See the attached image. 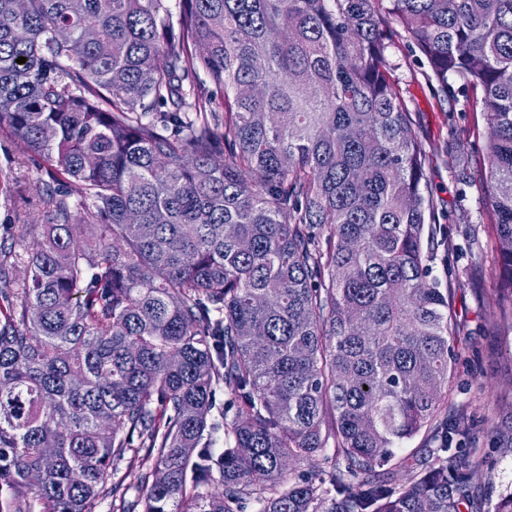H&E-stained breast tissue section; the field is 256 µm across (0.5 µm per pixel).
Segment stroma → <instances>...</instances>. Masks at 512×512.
Listing matches in <instances>:
<instances>
[{"label": "stroma", "instance_id": "1", "mask_svg": "<svg viewBox=\"0 0 512 512\" xmlns=\"http://www.w3.org/2000/svg\"><path fill=\"white\" fill-rule=\"evenodd\" d=\"M387 56L414 129L431 153L425 186L435 208L436 232L428 244L431 276L452 284L460 331L468 339L446 412L451 417L467 412L480 433L489 411L512 401V332L499 331L489 321L495 251L485 196L480 179L464 186L457 177L461 168L475 169L485 151L483 119L461 82H454L452 95L446 96L428 81L425 57L405 35L394 38ZM15 177L36 193L39 170L24 162L10 135L1 132L0 185ZM469 449L480 462L475 482L488 505H496L512 492V454L480 437Z\"/></svg>", "mask_w": 512, "mask_h": 512}]
</instances>
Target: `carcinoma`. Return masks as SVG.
<instances>
[{"label": "carcinoma", "mask_w": 512, "mask_h": 512, "mask_svg": "<svg viewBox=\"0 0 512 512\" xmlns=\"http://www.w3.org/2000/svg\"><path fill=\"white\" fill-rule=\"evenodd\" d=\"M395 22L475 95L512 329V0H0V130L47 176L0 241V512H95L135 448L112 512H485Z\"/></svg>", "instance_id": "obj_1"}]
</instances>
